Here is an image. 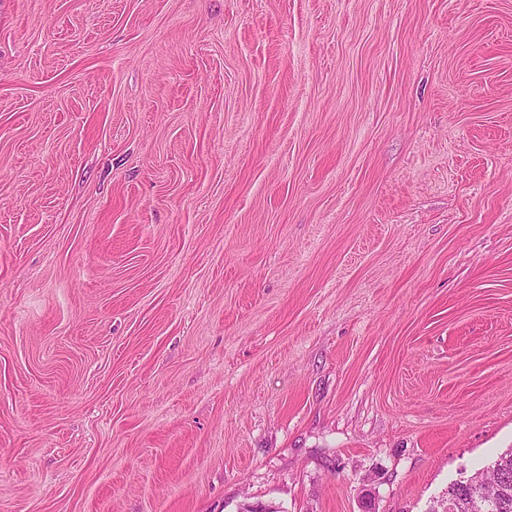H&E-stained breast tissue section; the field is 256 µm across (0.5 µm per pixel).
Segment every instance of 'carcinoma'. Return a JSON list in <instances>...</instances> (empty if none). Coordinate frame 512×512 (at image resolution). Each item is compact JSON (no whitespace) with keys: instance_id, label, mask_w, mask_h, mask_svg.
<instances>
[{"instance_id":"obj_1","label":"carcinoma","mask_w":512,"mask_h":512,"mask_svg":"<svg viewBox=\"0 0 512 512\" xmlns=\"http://www.w3.org/2000/svg\"><path fill=\"white\" fill-rule=\"evenodd\" d=\"M445 499L455 512H512V448L467 485L450 484Z\"/></svg>"}]
</instances>
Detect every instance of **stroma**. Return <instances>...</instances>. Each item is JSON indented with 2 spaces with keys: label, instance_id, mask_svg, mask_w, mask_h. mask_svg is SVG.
Instances as JSON below:
<instances>
[{
  "label": "stroma",
  "instance_id": "obj_1",
  "mask_svg": "<svg viewBox=\"0 0 512 512\" xmlns=\"http://www.w3.org/2000/svg\"><path fill=\"white\" fill-rule=\"evenodd\" d=\"M512 448V0H0V512H430Z\"/></svg>",
  "mask_w": 512,
  "mask_h": 512
}]
</instances>
